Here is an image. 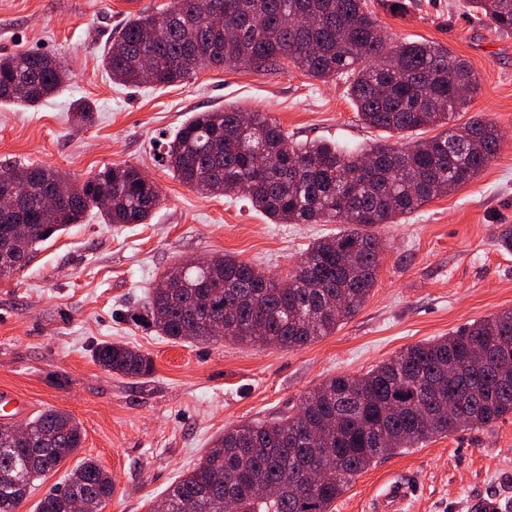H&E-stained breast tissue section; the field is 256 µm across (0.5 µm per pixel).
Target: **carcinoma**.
<instances>
[{"mask_svg":"<svg viewBox=\"0 0 512 512\" xmlns=\"http://www.w3.org/2000/svg\"><path fill=\"white\" fill-rule=\"evenodd\" d=\"M497 32L512 34V0H466ZM218 5L224 28L205 22ZM317 78H343L364 125L403 134L444 131L402 145L360 150L329 143L294 145L264 112H197L171 133L160 162L202 194L243 195L273 224H343L315 240L294 271L275 279L230 254L201 266L176 262L154 286L144 313L175 342L221 336L246 345L306 346L355 316L375 286L381 246L371 228L397 224L434 198L473 181L498 154L492 120L467 110L480 80L468 62L433 43L387 41L365 0H175L163 14L128 20L103 56L112 80L169 86L200 69L248 64L271 70L280 60ZM67 74L52 57H0V102L33 107L58 93ZM250 123L241 124L243 117ZM0 182L23 198L28 236L10 235L0 216V277L31 262L37 246L96 211L106 224H144L161 200L139 168L106 166L83 182L55 168L0 167ZM69 184L60 209L45 191ZM94 362L109 373L141 378L152 358L121 342H103ZM512 416V309L467 324L450 336L417 343L358 376L338 375L304 395L299 410L224 429L198 464L153 512H332L356 476L385 455L438 436ZM18 439L0 425V512H17L33 482L82 447L73 416L45 410ZM112 476L84 458L36 504L35 512H71L76 498L102 504Z\"/></svg>","mask_w":512,"mask_h":512,"instance_id":"1","label":"carcinoma"}]
</instances>
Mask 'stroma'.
Here are the masks:
<instances>
[{"instance_id":"stroma-1","label":"stroma","mask_w":512,"mask_h":512,"mask_svg":"<svg viewBox=\"0 0 512 512\" xmlns=\"http://www.w3.org/2000/svg\"><path fill=\"white\" fill-rule=\"evenodd\" d=\"M366 2L393 41L435 42L471 64L480 92L454 122L483 115L503 142L464 188L376 226L383 251L364 306L330 336L287 350L174 343L143 322L145 296L174 262L231 253L284 278L314 239L338 230L272 224L239 196L197 193L158 161L162 136L194 113L224 107L267 113L299 142L358 148L397 136L359 121L342 79L305 76L286 60L270 71L206 68L164 88L113 83L102 57L116 31L172 0H0V56L47 54L69 75L37 106L0 103V166L52 167L81 182L129 164L161 191L147 223L110 226L88 213L23 270L0 277V391L26 401L28 419L49 409L72 414L85 435L77 455L35 480L19 512H32L84 457L116 486L103 512H152L225 427L296 411L328 378L365 373L406 346L512 308V252L495 244L501 227L512 226V34L471 19L464 0ZM82 104L94 112L91 123L74 117ZM105 341L148 353L153 374L103 370L92 351ZM393 478L412 487L405 512H512V416L382 457L333 512H374Z\"/></svg>"}]
</instances>
